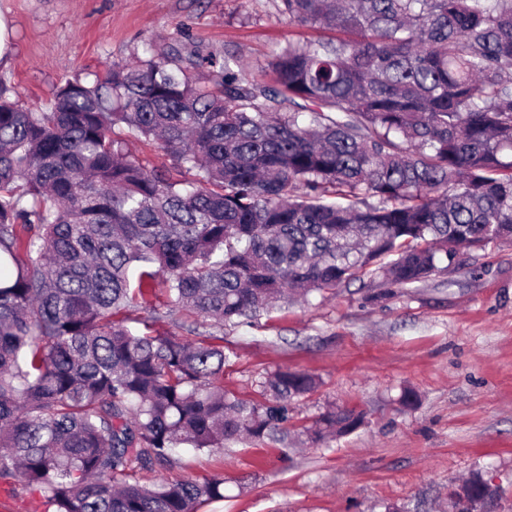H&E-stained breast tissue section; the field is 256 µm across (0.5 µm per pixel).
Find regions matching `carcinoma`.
I'll list each match as a JSON object with an SVG mask.
<instances>
[{
  "label": "carcinoma",
  "instance_id": "1",
  "mask_svg": "<svg viewBox=\"0 0 512 512\" xmlns=\"http://www.w3.org/2000/svg\"><path fill=\"white\" fill-rule=\"evenodd\" d=\"M279 10L332 36L274 52L272 84L185 45L68 81L46 109L0 90V487L44 512L223 500L220 476L161 475L173 450L286 445L316 388L279 369L262 401L224 390V328L293 291L422 283L512 239V0ZM204 65L211 86L191 76ZM119 125L168 164L143 166ZM173 309L195 338L156 331ZM363 418L331 410L303 435Z\"/></svg>",
  "mask_w": 512,
  "mask_h": 512
}]
</instances>
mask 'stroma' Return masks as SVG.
Here are the masks:
<instances>
[{
	"mask_svg": "<svg viewBox=\"0 0 512 512\" xmlns=\"http://www.w3.org/2000/svg\"><path fill=\"white\" fill-rule=\"evenodd\" d=\"M0 20V88L32 109L148 43L161 53L190 42L269 83L273 52L314 34L278 0H0ZM224 351V387L245 399H260L262 377L279 368L317 378L293 426L352 407L364 423L301 447L178 449L174 477L224 478L225 500L200 512H440L474 473L496 488L494 512H512V242L461 252L410 288L355 281L278 305L257 326L225 329ZM406 387L419 397L410 411L398 404Z\"/></svg>",
	"mask_w": 512,
	"mask_h": 512,
	"instance_id": "stroma-1",
	"label": "stroma"
}]
</instances>
